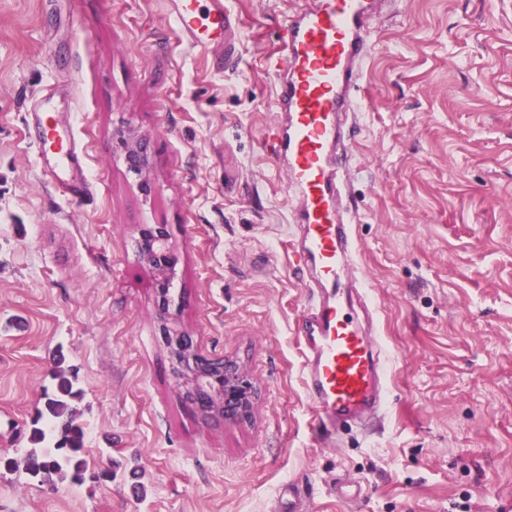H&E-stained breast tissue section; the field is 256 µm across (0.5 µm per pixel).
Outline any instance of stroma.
I'll return each instance as SVG.
<instances>
[{"label": "stroma", "instance_id": "stroma-1", "mask_svg": "<svg viewBox=\"0 0 512 512\" xmlns=\"http://www.w3.org/2000/svg\"><path fill=\"white\" fill-rule=\"evenodd\" d=\"M213 68L168 0H0V460L20 459L57 356L78 376L83 483L0 467V512H501L512 500V0H391L371 24L353 140L354 260L387 399L318 425L297 321L293 204L268 140L295 0H229ZM51 95L80 197L44 175ZM146 147L145 169L125 136ZM179 258L181 329L258 389L251 422L184 396L136 228Z\"/></svg>", "mask_w": 512, "mask_h": 512}]
</instances>
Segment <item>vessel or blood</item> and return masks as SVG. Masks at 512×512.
<instances>
[{
  "label": "vessel or blood",
  "mask_w": 512,
  "mask_h": 512,
  "mask_svg": "<svg viewBox=\"0 0 512 512\" xmlns=\"http://www.w3.org/2000/svg\"><path fill=\"white\" fill-rule=\"evenodd\" d=\"M181 39L190 47L224 44L235 60L242 20L227 0H168ZM383 0H304L281 37L280 81L273 101L270 151L296 198L291 246L308 291L297 323L306 349L304 383L317 420L366 424L385 401L382 350L365 330L353 253L350 156L355 97L375 48L369 25ZM45 169L49 182L82 193L73 179V146Z\"/></svg>",
  "instance_id": "1"
}]
</instances>
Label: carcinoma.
I'll return each instance as SVG.
<instances>
[{
    "label": "carcinoma",
    "instance_id": "cac0c4a2",
    "mask_svg": "<svg viewBox=\"0 0 512 512\" xmlns=\"http://www.w3.org/2000/svg\"><path fill=\"white\" fill-rule=\"evenodd\" d=\"M53 391L45 404L48 429L35 428L30 434L32 448L21 460H6L8 469L24 467L34 477H56L59 482L76 484L86 471L84 429L74 405L80 396L76 378L62 366L53 372Z\"/></svg>",
    "mask_w": 512,
    "mask_h": 512
}]
</instances>
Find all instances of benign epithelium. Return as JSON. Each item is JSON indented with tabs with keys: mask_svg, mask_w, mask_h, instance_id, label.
<instances>
[{
	"mask_svg": "<svg viewBox=\"0 0 512 512\" xmlns=\"http://www.w3.org/2000/svg\"><path fill=\"white\" fill-rule=\"evenodd\" d=\"M127 159L140 169L146 164L143 145L126 143ZM137 248L141 261L153 272L157 286L170 285L177 276L178 257L161 225L141 224ZM159 322L172 369L186 398L210 417L229 424H243L253 418L257 392L241 363L233 357L212 358L198 351L191 336L184 333L163 302L158 309Z\"/></svg>",
	"mask_w": 512,
	"mask_h": 512,
	"instance_id": "1",
	"label": "benign epithelium"
}]
</instances>
